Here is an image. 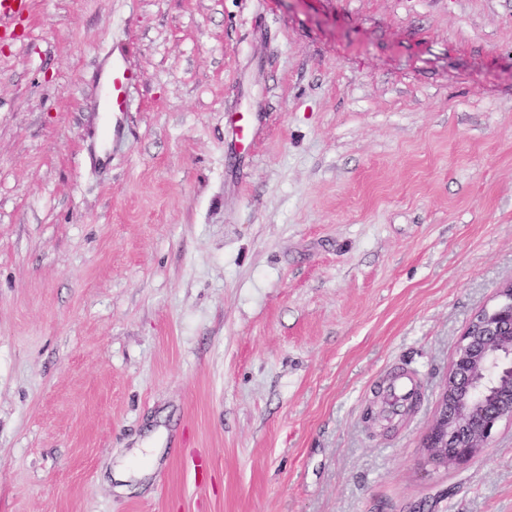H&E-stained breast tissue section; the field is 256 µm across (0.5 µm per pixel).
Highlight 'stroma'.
<instances>
[{
    "label": "stroma",
    "instance_id": "stroma-1",
    "mask_svg": "<svg viewBox=\"0 0 512 512\" xmlns=\"http://www.w3.org/2000/svg\"><path fill=\"white\" fill-rule=\"evenodd\" d=\"M510 279L512 0H36L0 41V512H512V423L421 447ZM139 74L118 62L109 61L99 70V85L103 92V109L111 117L129 112L133 102L129 88L139 80ZM418 386L411 375L398 373L394 375L387 387L385 404L392 415L405 411L415 400Z\"/></svg>",
    "mask_w": 512,
    "mask_h": 512
}]
</instances>
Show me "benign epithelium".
<instances>
[{"label":"benign epithelium","instance_id":"1","mask_svg":"<svg viewBox=\"0 0 512 512\" xmlns=\"http://www.w3.org/2000/svg\"><path fill=\"white\" fill-rule=\"evenodd\" d=\"M497 303L477 311L459 336L423 453L436 467L465 465L489 448L497 425L512 421V280Z\"/></svg>","mask_w":512,"mask_h":512}]
</instances>
